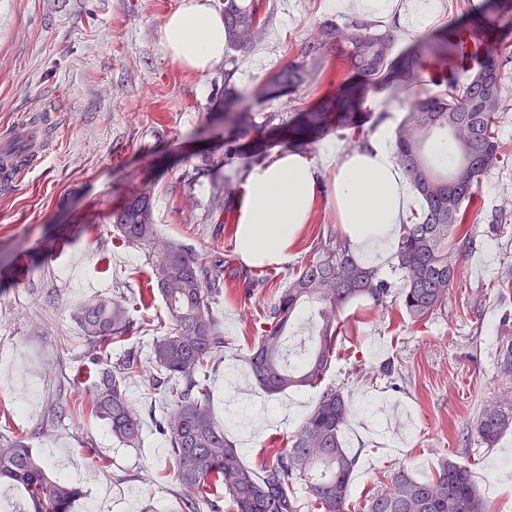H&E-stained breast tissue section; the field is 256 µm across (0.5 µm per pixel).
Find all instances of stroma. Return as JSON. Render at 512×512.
<instances>
[{"mask_svg":"<svg viewBox=\"0 0 512 512\" xmlns=\"http://www.w3.org/2000/svg\"><path fill=\"white\" fill-rule=\"evenodd\" d=\"M178 3L0 0V134L28 112L49 113L55 129L26 180L0 191V437L30 434L48 473L79 488L71 512H182L176 464L150 416L148 392L152 340L170 322L162 299L146 292L144 251L108 222L143 182L154 185L161 241L229 260L214 303L225 346L209 372L210 408L243 457L261 467L266 449L298 429L320 394L267 395L244 358L289 273L324 232L342 230L330 184L322 182L311 220L282 265L243 263L235 211L249 166L288 151L278 127L353 75L325 49L307 58L311 77L291 95L266 98L263 84L296 61L323 22L346 16L327 0H263L265 33L250 55L234 67L220 59L201 75L172 64L159 45L160 24ZM492 48L503 73L497 132L505 159L482 177L466 224L448 241L457 276L447 304L422 322L396 302L382 310L362 301L343 314L325 382L351 400L345 443L360 456L356 508L395 464L427 477L448 456L469 466L486 512H512V431L491 448L473 431L484 405L512 399V377L496 364L499 346L512 339V39ZM228 93L264 125L267 147L210 167L204 155L223 154L229 135L220 107ZM223 190L229 196L217 217L212 201ZM94 297L125 300L134 322L153 327L128 340L146 360L126 381L143 420L135 448L90 415V381L73 380L90 369L73 311Z\"/></svg>","mask_w":512,"mask_h":512,"instance_id":"1","label":"stroma"}]
</instances>
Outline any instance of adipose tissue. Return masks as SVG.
Returning <instances> with one entry per match:
<instances>
[{
  "instance_id": "obj_1",
  "label": "adipose tissue",
  "mask_w": 512,
  "mask_h": 512,
  "mask_svg": "<svg viewBox=\"0 0 512 512\" xmlns=\"http://www.w3.org/2000/svg\"><path fill=\"white\" fill-rule=\"evenodd\" d=\"M160 44L179 67L206 73L226 49L224 17L205 0H180L161 23ZM373 109L381 119L364 147L344 155L330 140L318 160L285 153L247 170L236 238L246 262H287L297 234L310 220L321 170L330 175L339 222L359 260L376 267L393 253L414 192L395 158L393 122L385 117L393 106L380 93Z\"/></svg>"
}]
</instances>
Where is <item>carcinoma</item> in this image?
<instances>
[{"label":"carcinoma","instance_id":"obj_1","mask_svg":"<svg viewBox=\"0 0 512 512\" xmlns=\"http://www.w3.org/2000/svg\"><path fill=\"white\" fill-rule=\"evenodd\" d=\"M226 48L247 56L265 26L262 4L224 0ZM512 36V0H481L431 41L410 53L394 56L398 40L391 28L377 30L369 22L325 23L304 43L301 56L321 48L343 54L362 85L374 87L399 78H415L431 66L443 73L448 59H480L479 70L461 83L447 77L441 96L417 95L396 134V159L421 199V215L403 225L397 242L396 268L401 273L398 295L402 309L414 322L429 320L448 301L456 269L448 264V237L464 221V204L471 201L481 176L500 162L495 137L501 109V68L489 49L495 39ZM307 72L298 63L272 77L264 94L277 98L301 83ZM337 114L341 128H358L352 89L336 93L316 112L282 126L287 137L307 146L324 133V113ZM224 124L247 134L260 130L250 112L236 100L224 98ZM437 130L457 146L454 161L444 166L427 157V142ZM153 187L145 184L125 204L110 213V223L128 243L147 250L152 289L161 296L171 320L170 330L153 338L150 360L157 368L152 389L175 397L172 412H162L158 431L170 442L179 484L188 512H220L211 491L221 489L233 512H300L298 491L308 494L318 512H348L357 454L346 448L344 432L350 402L344 388L324 389L313 409L292 435L269 450L260 469L243 458L224 436L208 407V385L201 375L222 354L221 334L212 313L224 287V257L199 255L178 243H159L152 213ZM392 297L391 285L378 270L361 264L347 241L331 235L322 240L309 261L290 275L249 351L246 364L257 385L270 395L293 388L320 385L336 358L341 316L356 301L383 307ZM307 304L317 305L316 342L298 364H288L285 335ZM81 335L94 366L90 412L103 419L112 436L134 447L140 443L142 418L126 394L125 381L142 364L139 352L128 349L111 363L108 349L135 330L124 300L95 298L76 310ZM512 429V402L489 404L475 421L478 440L493 446ZM0 482L22 489L31 512H70L80 491L63 477L51 478L43 461L24 436L0 439ZM365 512H486L466 464L441 458L433 475L419 479L401 466L373 493Z\"/></svg>","mask_w":512,"mask_h":512}]
</instances>
